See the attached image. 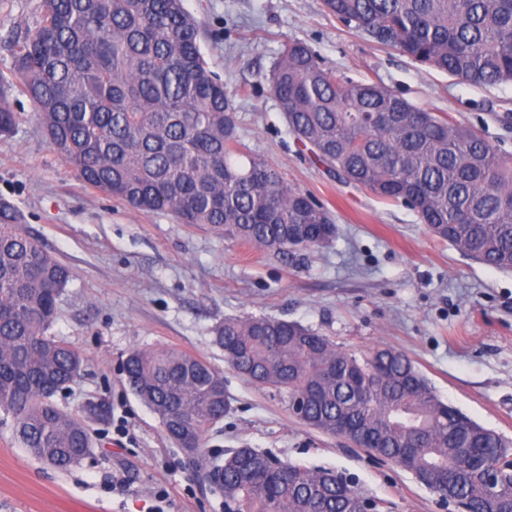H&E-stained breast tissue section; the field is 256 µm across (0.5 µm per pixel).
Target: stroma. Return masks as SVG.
I'll use <instances>...</instances> for the list:
<instances>
[{
    "mask_svg": "<svg viewBox=\"0 0 512 512\" xmlns=\"http://www.w3.org/2000/svg\"><path fill=\"white\" fill-rule=\"evenodd\" d=\"M40 4L0 0V75L19 118L16 133L0 137V199L71 272L52 332L81 353L85 370L56 401L84 420L96 445L70 471L49 468L21 448L0 411V512H225L222 491L198 477L128 387L124 363L135 349L185 351L222 372L231 410L206 435L212 461L253 448L342 472L383 501V512H448L412 473L312 429L286 391L230 369L214 329L265 316L312 327L359 356L401 350L444 403L512 441V274L436 238L402 204L313 164L268 76L285 44L302 41L339 79L381 85L471 126L507 158L512 83L475 86L414 63L347 28L324 0H183L235 108L239 138L337 224L324 247L276 254L167 211H138L79 179L15 84L11 44L35 29Z\"/></svg>",
    "mask_w": 512,
    "mask_h": 512,
    "instance_id": "obj_1",
    "label": "stroma"
}]
</instances>
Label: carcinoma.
Wrapping results in <instances>:
<instances>
[{
  "label": "carcinoma",
  "mask_w": 512,
  "mask_h": 512,
  "mask_svg": "<svg viewBox=\"0 0 512 512\" xmlns=\"http://www.w3.org/2000/svg\"><path fill=\"white\" fill-rule=\"evenodd\" d=\"M328 11L412 61L478 86L512 82V0H324ZM32 31L13 41L19 88L60 156L90 186L144 212L268 251L321 247L336 224L268 161L242 149L224 83L201 50L199 23L181 0H41ZM290 132L314 163L346 184L400 202L464 254L512 273V161L475 129L392 91L342 83L303 42L270 74ZM0 136L18 125L1 92ZM69 270L22 229L0 200V408L24 448L68 471L92 453L86 425L54 397L84 358L50 333ZM215 342L237 373L304 402L311 428L353 423L401 468L447 483L476 512H512V479L491 488L472 465H499L509 441L444 403L404 353L367 359L335 348L299 322L226 318ZM134 395L175 432L194 430L204 477L207 432L230 411L224 377L186 352L135 349L124 367ZM224 505L236 512H360L366 497L326 470L238 448L224 469Z\"/></svg>",
  "instance_id": "obj_1"
}]
</instances>
